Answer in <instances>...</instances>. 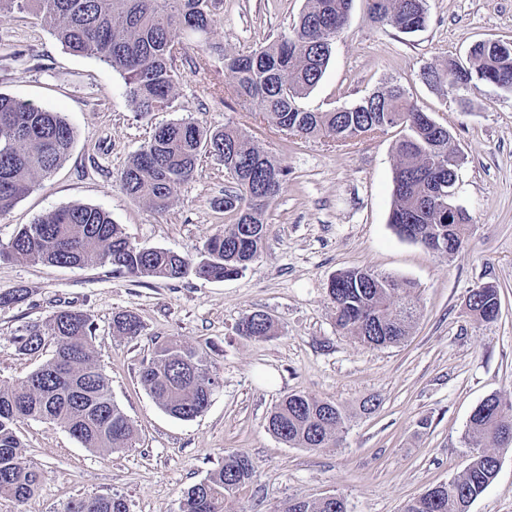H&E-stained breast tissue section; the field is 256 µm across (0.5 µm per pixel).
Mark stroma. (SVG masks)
Instances as JSON below:
<instances>
[{
	"instance_id": "1",
	"label": "stroma",
	"mask_w": 512,
	"mask_h": 512,
	"mask_svg": "<svg viewBox=\"0 0 512 512\" xmlns=\"http://www.w3.org/2000/svg\"><path fill=\"white\" fill-rule=\"evenodd\" d=\"M305 5L224 0L201 48L208 75L192 72L201 50L179 56L172 108L147 116L134 112L119 72L68 53L28 13H0V93L61 113L74 130L62 164L0 214V245L41 215L79 203L108 212L133 244L196 257L229 221L215 205L234 187L222 162L201 158L163 212L120 186L154 127L177 119L245 128L288 171L266 212L263 250L231 279H137L107 265L0 262V294L24 292L22 301L0 306V383L22 381L53 354L49 345L22 353L17 336L57 311H84L112 398L138 433L131 448L96 452L55 423L20 422L25 459L42 481L30 499H0V512H66L75 499L114 494L129 512H179L184 492L228 453L255 467L251 482L231 496L230 512H281L288 501L329 495L344 498L348 512H402L464 472L474 452L467 425L481 402L494 395L512 404V93L483 85L464 109L421 79L425 67L467 59L476 41L512 42V0H428L425 27L411 34L373 22L364 0H354L323 78L302 101L308 110L330 111L391 77L452 131L464 156L453 202L467 210L471 230L464 247L446 257L399 237L389 222L397 130L340 147L292 139L236 99L223 54H246L287 35ZM353 268L415 283L420 315L406 342L373 348L338 329L328 285ZM487 283L500 302L490 322L466 306L469 291ZM125 310L138 317L140 336L114 334L112 317ZM256 311L272 317L274 336L238 333L242 317ZM169 336L203 352L223 378L205 412L190 421L165 412L140 382L154 344ZM291 393L346 409L336 444L291 448L268 432L271 410ZM369 398L378 405L366 414L360 404ZM470 512H512V446L501 451L495 480Z\"/></svg>"
}]
</instances>
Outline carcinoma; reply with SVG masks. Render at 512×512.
Segmentation results:
<instances>
[{"label": "carcinoma", "mask_w": 512, "mask_h": 512, "mask_svg": "<svg viewBox=\"0 0 512 512\" xmlns=\"http://www.w3.org/2000/svg\"><path fill=\"white\" fill-rule=\"evenodd\" d=\"M352 3L307 0L289 34L246 55L224 54V74L231 77L239 99L258 107L262 121L295 138L323 137L346 146L368 132L399 129L390 224L399 235L401 227L414 226L421 236L445 244L440 255L454 253L468 240L470 218L464 211L448 214L435 195L440 187L448 190V180L457 179V168L448 163V153L457 151L448 127L430 122L393 79L342 110L313 112L301 105L322 79ZM220 4L222 0H0V12H30L71 54L119 70L134 111L149 114L169 108L179 80L177 56L186 52L190 37L208 34ZM366 5L375 22L402 33L422 29L428 19L427 0H366ZM422 79L443 93L468 92L481 84L512 91V44L479 41L468 62L450 58L442 68L424 69ZM73 141V129L59 113L0 93V213L51 175ZM207 154L224 162L236 190L214 201L230 223L204 242L198 258L134 245L105 211L73 204L24 225L0 248V261L70 268L109 265L113 272L133 278L170 280L193 275L222 281L242 274L265 245V213L287 176L280 161L253 144L244 130L229 122L204 128L188 119L159 125L121 172V186L129 196L163 211ZM331 282L336 325L343 333L373 347L398 345L412 335L419 314L413 282L359 268L342 271ZM498 298V289L487 284L472 290L467 306L478 318L491 321L487 309ZM112 328L129 338L141 332L140 321L129 311L115 314ZM238 331L266 339L274 335V324L254 312L242 318ZM49 342L54 351L45 364L18 384L0 385L1 499H29L41 484V474L24 461V444L16 432L24 419L51 421L95 451L130 448L136 438L94 359L89 315L60 310L17 337L19 350L26 354ZM140 380L161 408L182 420L200 416L220 387L206 357L176 336L155 346L152 359L142 365ZM346 419L344 409L334 402L293 393L274 406L268 430L291 447L323 448L336 444ZM467 434L502 443L512 435V405L496 396L487 398L471 415ZM496 459V453L484 449L473 453L462 475L411 499L403 512H469L496 478ZM253 474L249 459L225 455L221 466L185 492L180 512H224L228 499ZM68 512L129 510L122 497L113 495L75 500ZM282 512H347V507L336 496L289 501Z\"/></svg>", "instance_id": "carcinoma-1"}]
</instances>
